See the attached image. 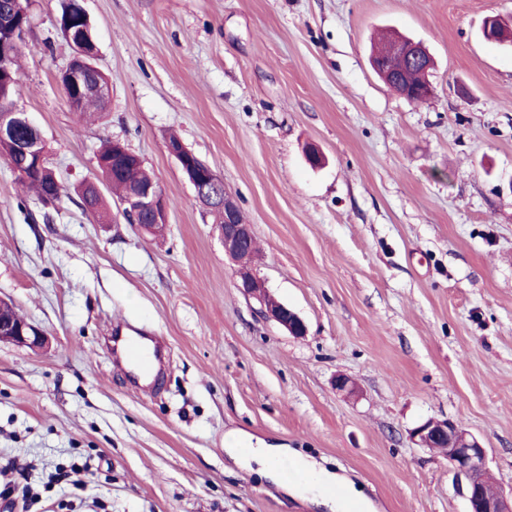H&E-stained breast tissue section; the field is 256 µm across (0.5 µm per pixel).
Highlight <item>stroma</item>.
Masks as SVG:
<instances>
[{"label":"stroma","instance_id":"1","mask_svg":"<svg viewBox=\"0 0 512 512\" xmlns=\"http://www.w3.org/2000/svg\"><path fill=\"white\" fill-rule=\"evenodd\" d=\"M62 4L31 0L14 98L60 200L0 159V298L47 338L0 344V467L29 466L0 512H318L298 456L369 512H467L446 452L410 439L429 419L478 438L512 488V48L480 32L512 0H85L111 83L94 121L58 80ZM387 29L432 54L428 100L372 70ZM173 135L237 200L252 274L306 335L242 292ZM112 139L160 186L163 234L106 187L107 222L83 208ZM128 328L161 345L152 385L112 359ZM232 433L289 449L287 481L238 464ZM59 469L84 488L49 484Z\"/></svg>","mask_w":512,"mask_h":512}]
</instances>
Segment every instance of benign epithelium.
Here are the masks:
<instances>
[{"label":"benign epithelium","instance_id":"benign-epithelium-1","mask_svg":"<svg viewBox=\"0 0 512 512\" xmlns=\"http://www.w3.org/2000/svg\"><path fill=\"white\" fill-rule=\"evenodd\" d=\"M78 16L60 20V28L74 50L70 64L62 72V86L71 110L80 108L83 96H110V85L100 78L101 70L94 64L96 45L91 37L87 12L74 0ZM9 40L0 38V75H11L9 47L25 38L29 26H5ZM373 70L384 78L387 87L408 101L418 95L429 97L433 94L431 82L418 86L406 79V71L419 68L430 76L433 68L432 56L421 43L408 38L394 42L384 53L371 59ZM21 127L30 133L28 140L15 144L28 164L42 168L46 165L45 145L38 130L25 113L11 105L0 110V139L9 141ZM169 152L178 160L184 174L193 186L198 200L209 210L222 213V239L224 253L233 261L246 265L254 255L253 233L250 225L242 223L240 208L229 192L216 197L207 191L209 184L220 181V177L180 140L168 142ZM135 224H142V217L152 220V229L159 231L165 225V201L161 189L155 182L134 187L123 200ZM241 288L253 296L261 305L264 315L293 336L307 332L305 321L287 305L269 296L261 283L244 270L241 272ZM16 343L40 348L47 343L43 332L20 317L14 306L0 299V343ZM413 441L422 448L448 449V470L453 475L456 491L465 497L468 512H512V491L488 490L483 481L485 475L486 450L481 442L459 425L448 420L430 419L412 431Z\"/></svg>","mask_w":512,"mask_h":512}]
</instances>
